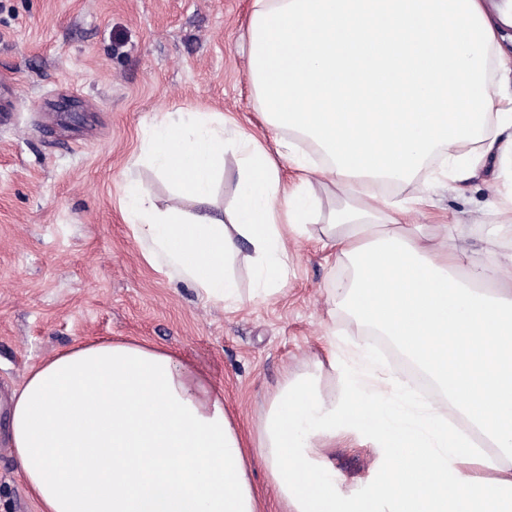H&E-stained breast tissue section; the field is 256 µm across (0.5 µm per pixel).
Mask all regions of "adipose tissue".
Here are the masks:
<instances>
[{
  "label": "adipose tissue",
  "mask_w": 512,
  "mask_h": 512,
  "mask_svg": "<svg viewBox=\"0 0 512 512\" xmlns=\"http://www.w3.org/2000/svg\"><path fill=\"white\" fill-rule=\"evenodd\" d=\"M507 12L485 0H252L249 78L267 125L295 132L276 150L223 118L154 119L147 154L177 189L166 207L136 187L125 212L150 264L215 304L240 303L230 271L244 261L254 295L288 279L289 238L308 231L314 182L337 186L318 240L351 269L335 304L391 342L434 384L419 400L362 347L350 389L284 380L251 448L224 391L178 353L134 340L82 342L32 368L11 396L13 455L40 512H262L250 460L265 463L286 512H512V196L473 265L446 224L413 219L425 194L382 197L441 155L453 178L512 157V101L497 81ZM240 157L229 214L191 212L213 191L226 151ZM297 182L281 186L280 160ZM358 436L379 457L367 497L344 493L315 444Z\"/></svg>",
  "instance_id": "ef3b65f1"
}]
</instances>
